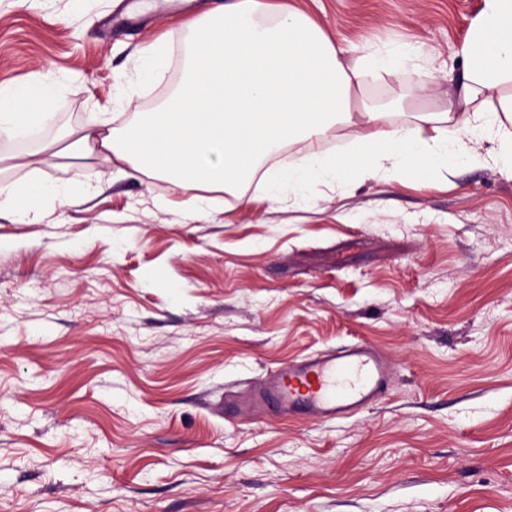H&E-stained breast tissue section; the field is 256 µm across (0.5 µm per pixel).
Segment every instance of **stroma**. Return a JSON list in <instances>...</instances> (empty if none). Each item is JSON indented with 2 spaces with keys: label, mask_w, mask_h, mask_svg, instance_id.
<instances>
[{
  "label": "stroma",
  "mask_w": 512,
  "mask_h": 512,
  "mask_svg": "<svg viewBox=\"0 0 512 512\" xmlns=\"http://www.w3.org/2000/svg\"><path fill=\"white\" fill-rule=\"evenodd\" d=\"M282 2L345 60L423 51L367 77L363 111L458 94L483 0ZM188 18L0 0V88L55 81L50 125L0 133V180L67 190L43 223L0 211V512H512V172L459 161L247 205L46 150L158 105ZM160 38L169 65L136 86ZM358 339L393 367L364 412H232L271 367Z\"/></svg>",
  "instance_id": "35a3bbf8"
}]
</instances>
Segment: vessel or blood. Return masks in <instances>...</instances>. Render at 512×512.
<instances>
[{
	"label": "vessel or blood",
	"mask_w": 512,
	"mask_h": 512,
	"mask_svg": "<svg viewBox=\"0 0 512 512\" xmlns=\"http://www.w3.org/2000/svg\"><path fill=\"white\" fill-rule=\"evenodd\" d=\"M390 379L388 357L372 343L356 342L279 364L245 394L243 405L272 403L287 415L345 419L381 399Z\"/></svg>",
	"instance_id": "vessel-or-blood-1"
}]
</instances>
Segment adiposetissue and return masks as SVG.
Masks as SVG:
<instances>
[{
    "label": "adipose tissue",
    "mask_w": 512,
    "mask_h": 512,
    "mask_svg": "<svg viewBox=\"0 0 512 512\" xmlns=\"http://www.w3.org/2000/svg\"><path fill=\"white\" fill-rule=\"evenodd\" d=\"M188 75L163 109L120 128L102 117L71 131L75 152L98 153L172 185L244 199L262 161L303 144V163L269 173L263 200L315 185L406 177L457 160L512 170V0H483L464 46L461 99L433 105L426 88L399 100L406 119L352 105L366 70L398 77L417 59L391 48L348 63L308 14L277 0H226L188 21ZM50 95L0 90V132L46 123ZM341 153H324L329 133Z\"/></svg>",
    "instance_id": "obj_1"
}]
</instances>
